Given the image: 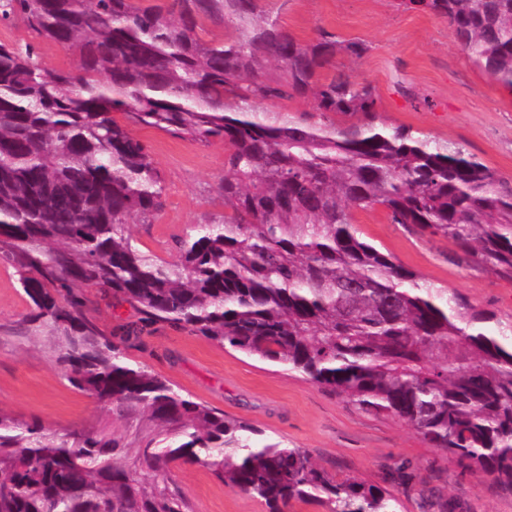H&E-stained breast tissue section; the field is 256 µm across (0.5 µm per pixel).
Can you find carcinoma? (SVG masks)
<instances>
[{"mask_svg": "<svg viewBox=\"0 0 512 512\" xmlns=\"http://www.w3.org/2000/svg\"><path fill=\"white\" fill-rule=\"evenodd\" d=\"M398 6L446 19L512 93V0ZM15 20L78 68L0 42V250L68 382L112 421L45 433L0 410V512H188L172 479L185 465L268 512H400L387 489L338 482L303 449L131 364L86 316L81 285L137 310L130 335L167 324L285 365L512 491V334L367 242L352 217L381 205L391 223L453 241L456 262L512 283V181L377 121L371 87L320 78L366 44L325 30L301 44L259 0H0V22ZM209 23L239 37L207 39ZM270 66L283 76L268 78ZM292 97L312 111L265 109ZM134 126L227 147L224 219L182 238L175 263L127 231L163 206L164 176Z\"/></svg>", "mask_w": 512, "mask_h": 512, "instance_id": "carcinoma-1", "label": "carcinoma"}]
</instances>
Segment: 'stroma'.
Wrapping results in <instances>:
<instances>
[{
	"label": "stroma",
	"mask_w": 512,
	"mask_h": 512,
	"mask_svg": "<svg viewBox=\"0 0 512 512\" xmlns=\"http://www.w3.org/2000/svg\"><path fill=\"white\" fill-rule=\"evenodd\" d=\"M300 42L319 30L359 40L361 58L338 55L336 68L370 85L380 117L416 135L463 147L512 181V94L455 44L445 19L398 7L397 0H261ZM137 136L164 175L162 211L133 218L135 246L172 263L176 241L218 221L224 205V144L202 145L152 128ZM365 240L469 306L512 325V283L451 261V240L390 223L382 207L354 208ZM87 314L131 363L148 366L194 400L242 419L266 437L306 450L336 480L357 478L391 490L402 512H512V492L462 467L412 427L365 412L287 367L235 351L190 331L159 324L125 333L138 313L111 294L84 287ZM31 303L12 262L0 257V409L51 432L90 427L103 409L73 388L45 333L29 323ZM174 479L192 512H267L263 502L217 480L208 469L178 467Z\"/></svg>",
	"instance_id": "1"
}]
</instances>
